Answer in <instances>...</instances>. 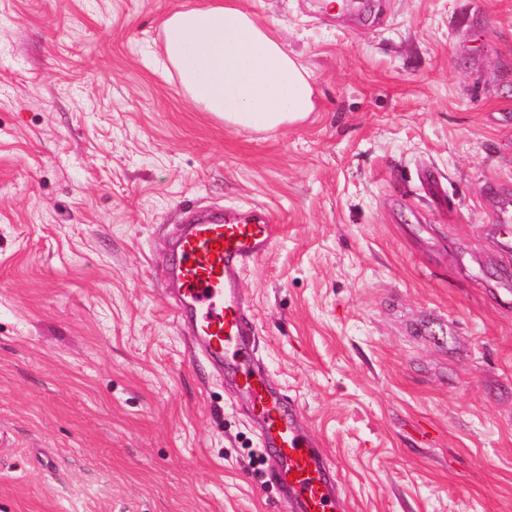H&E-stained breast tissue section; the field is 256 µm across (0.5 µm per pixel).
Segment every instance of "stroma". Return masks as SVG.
Listing matches in <instances>:
<instances>
[{"label": "stroma", "mask_w": 512, "mask_h": 512, "mask_svg": "<svg viewBox=\"0 0 512 512\" xmlns=\"http://www.w3.org/2000/svg\"><path fill=\"white\" fill-rule=\"evenodd\" d=\"M208 2L0 0V512H285L168 273L254 207L256 354L344 512H512V0H238L311 74L272 132L153 64Z\"/></svg>", "instance_id": "1"}]
</instances>
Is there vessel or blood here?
<instances>
[{
  "mask_svg": "<svg viewBox=\"0 0 512 512\" xmlns=\"http://www.w3.org/2000/svg\"><path fill=\"white\" fill-rule=\"evenodd\" d=\"M280 235L271 213L210 214L177 239L171 271L181 293L179 315L189 320L206 357L224 368L247 400L262 447L285 491L288 512H340L335 471L300 420V410L271 384L255 352V327L244 309L240 277Z\"/></svg>",
  "mask_w": 512,
  "mask_h": 512,
  "instance_id": "1",
  "label": "vessel or blood"
}]
</instances>
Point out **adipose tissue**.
I'll list each match as a JSON object with an SVG mask.
<instances>
[{"label":"adipose tissue","mask_w":512,"mask_h":512,"mask_svg":"<svg viewBox=\"0 0 512 512\" xmlns=\"http://www.w3.org/2000/svg\"><path fill=\"white\" fill-rule=\"evenodd\" d=\"M164 33L184 94L226 126L276 130L313 111L306 67L237 0L174 12Z\"/></svg>","instance_id":"obj_1"}]
</instances>
